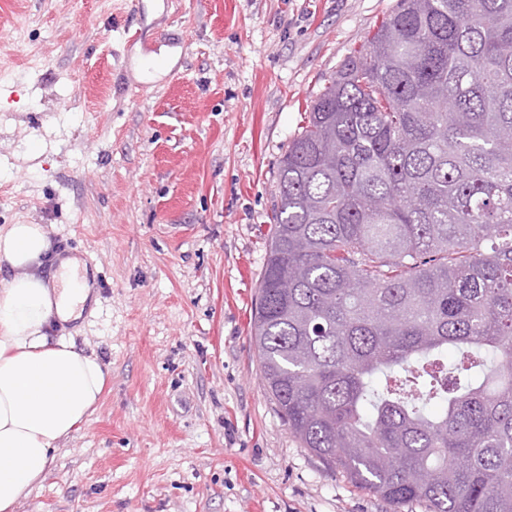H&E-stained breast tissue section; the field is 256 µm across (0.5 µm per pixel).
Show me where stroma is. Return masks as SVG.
I'll return each mask as SVG.
<instances>
[{"label": "stroma", "instance_id": "obj_1", "mask_svg": "<svg viewBox=\"0 0 512 512\" xmlns=\"http://www.w3.org/2000/svg\"><path fill=\"white\" fill-rule=\"evenodd\" d=\"M396 7L0 0V225L95 269L74 339L111 369L16 512H425L302 447L250 336L279 160ZM153 54L169 69L140 77Z\"/></svg>", "mask_w": 512, "mask_h": 512}]
</instances>
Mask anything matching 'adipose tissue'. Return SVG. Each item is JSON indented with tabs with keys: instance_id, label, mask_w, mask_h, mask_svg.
<instances>
[{
	"instance_id": "adipose-tissue-1",
	"label": "adipose tissue",
	"mask_w": 512,
	"mask_h": 512,
	"mask_svg": "<svg viewBox=\"0 0 512 512\" xmlns=\"http://www.w3.org/2000/svg\"><path fill=\"white\" fill-rule=\"evenodd\" d=\"M42 224L0 228V265L14 271L0 285V512L41 485L58 444L96 410L109 375L97 356L54 328L98 302L94 277L77 258H59Z\"/></svg>"
}]
</instances>
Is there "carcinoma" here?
I'll use <instances>...</instances> for the list:
<instances>
[{
  "mask_svg": "<svg viewBox=\"0 0 512 512\" xmlns=\"http://www.w3.org/2000/svg\"><path fill=\"white\" fill-rule=\"evenodd\" d=\"M252 341L302 447L512 512V0H400L278 166Z\"/></svg>",
  "mask_w": 512,
  "mask_h": 512,
  "instance_id": "1",
  "label": "carcinoma"
}]
</instances>
